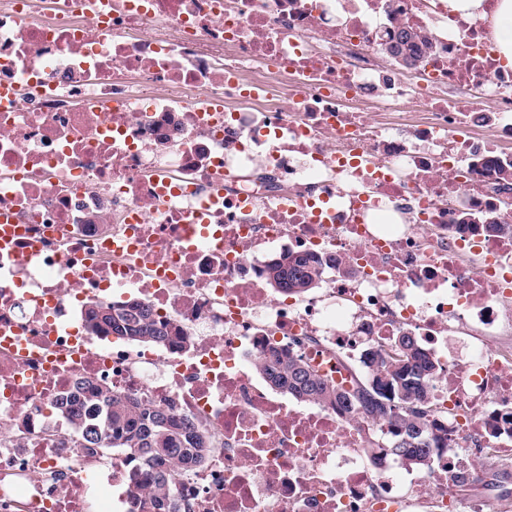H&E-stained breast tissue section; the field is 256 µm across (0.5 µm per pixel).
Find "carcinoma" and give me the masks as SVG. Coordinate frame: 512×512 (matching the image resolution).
<instances>
[{
    "instance_id": "cac0c4a2",
    "label": "carcinoma",
    "mask_w": 512,
    "mask_h": 512,
    "mask_svg": "<svg viewBox=\"0 0 512 512\" xmlns=\"http://www.w3.org/2000/svg\"><path fill=\"white\" fill-rule=\"evenodd\" d=\"M430 46L426 35L408 27L393 37L388 52L403 61H418ZM322 273V261L316 257L285 255L268 266L267 279L274 288L298 294L317 287ZM85 319L87 328L98 336L144 344L163 345L179 335L138 299L93 303ZM363 365L365 376L347 388L318 375L285 349H273L258 362L275 388L367 415L387 427L390 456L407 465H421L444 441L432 419L429 391L437 364L412 337L399 336L386 353L379 347L367 348ZM78 404L97 410L98 419L87 421L75 410ZM56 406L85 447L120 448L127 459L150 469L145 474L130 471L134 493L129 512H176L174 477L203 462L210 448L207 436L192 422H177L159 407L114 394L85 379L77 380Z\"/></svg>"
}]
</instances>
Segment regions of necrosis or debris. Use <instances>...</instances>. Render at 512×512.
I'll return each mask as SVG.
<instances>
[{
    "mask_svg": "<svg viewBox=\"0 0 512 512\" xmlns=\"http://www.w3.org/2000/svg\"><path fill=\"white\" fill-rule=\"evenodd\" d=\"M403 25L431 42L414 78L373 64ZM489 27L438 0H0V512H107L131 464L74 447L54 404L79 376L208 436L178 512H512V70ZM287 253L325 259L318 288L270 287ZM131 294L185 343L87 331ZM404 334L448 435L416 470L256 367L286 348L338 381Z\"/></svg>",
    "mask_w": 512,
    "mask_h": 512,
    "instance_id": "4bbe7bcc",
    "label": "necrosis or debris"
}]
</instances>
